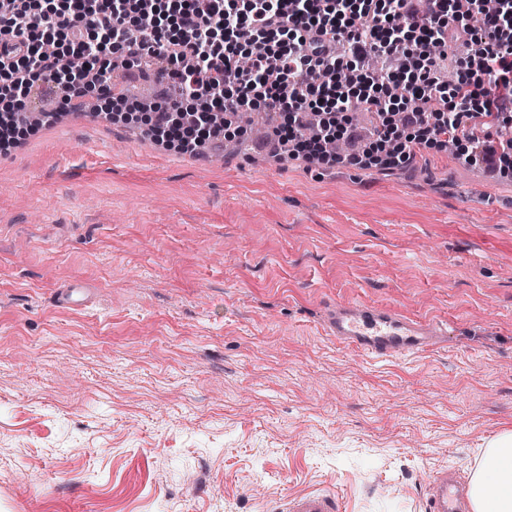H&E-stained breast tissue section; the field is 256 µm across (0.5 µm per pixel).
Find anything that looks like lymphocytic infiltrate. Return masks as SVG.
I'll return each instance as SVG.
<instances>
[{"label":"lymphocytic infiltrate","mask_w":512,"mask_h":512,"mask_svg":"<svg viewBox=\"0 0 512 512\" xmlns=\"http://www.w3.org/2000/svg\"><path fill=\"white\" fill-rule=\"evenodd\" d=\"M107 53L125 66L151 62L172 90L150 108L164 139L185 126L223 139L240 113L260 109L276 114L279 146L326 160L329 142L355 140L352 115L363 112L373 133L350 164L405 163L435 144L512 169V128L482 133L512 112V0L492 10L485 0H11L0 10V122L16 126L47 87L63 105L91 88L112 101ZM71 58L84 70L67 74Z\"/></svg>","instance_id":"1"}]
</instances>
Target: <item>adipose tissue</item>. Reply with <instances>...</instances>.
<instances>
[{
	"label": "adipose tissue",
	"mask_w": 512,
	"mask_h": 512,
	"mask_svg": "<svg viewBox=\"0 0 512 512\" xmlns=\"http://www.w3.org/2000/svg\"><path fill=\"white\" fill-rule=\"evenodd\" d=\"M473 512H512V430L491 440L472 481Z\"/></svg>",
	"instance_id": "1"
}]
</instances>
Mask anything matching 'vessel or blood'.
Masks as SVG:
<instances>
[{
    "mask_svg": "<svg viewBox=\"0 0 512 512\" xmlns=\"http://www.w3.org/2000/svg\"><path fill=\"white\" fill-rule=\"evenodd\" d=\"M321 326L327 336L375 360L414 357L435 348L446 329L434 320L367 301L337 300L325 305ZM470 480L459 469L438 468L428 478L426 512H471ZM336 497L304 492L286 497L278 512H341Z\"/></svg>",
    "mask_w": 512,
    "mask_h": 512,
    "instance_id": "b4317fda",
    "label": "vessel or blood"
}]
</instances>
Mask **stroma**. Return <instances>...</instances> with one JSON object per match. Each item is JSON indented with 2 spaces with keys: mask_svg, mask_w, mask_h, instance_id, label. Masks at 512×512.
Masks as SVG:
<instances>
[{
  "mask_svg": "<svg viewBox=\"0 0 512 512\" xmlns=\"http://www.w3.org/2000/svg\"><path fill=\"white\" fill-rule=\"evenodd\" d=\"M76 280L88 303L60 305ZM341 298L448 340L366 358L321 329ZM505 429L512 173L435 149L392 170L264 141L190 154L92 99L0 143V512H274L305 491L425 512L429 470L473 472Z\"/></svg>",
  "mask_w": 512,
  "mask_h": 512,
  "instance_id": "stroma-1",
  "label": "stroma"
}]
</instances>
